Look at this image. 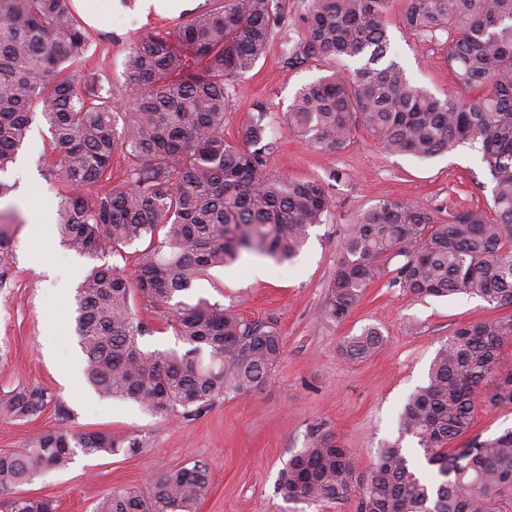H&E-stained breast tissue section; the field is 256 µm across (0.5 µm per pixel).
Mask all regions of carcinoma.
<instances>
[{"label":"carcinoma","instance_id":"1","mask_svg":"<svg viewBox=\"0 0 512 512\" xmlns=\"http://www.w3.org/2000/svg\"><path fill=\"white\" fill-rule=\"evenodd\" d=\"M213 2L172 37L148 34L132 44L125 85L131 107L119 125L112 95L81 74L88 42L73 0H0V173L27 143L38 112L51 134L48 174L63 185L55 219L63 243L88 257L146 243L132 282L113 266L89 270L77 288L75 331L87 384L155 415L181 408L192 417L269 380L284 353L276 329L219 303L177 297L244 252L291 260L331 210L320 182L266 170L273 142L264 109L244 144L224 139L228 86L264 57L282 17L278 0ZM386 8L387 0H309L305 37L289 59L331 67L298 91L288 130L330 153L345 149L360 126L386 151L422 159L478 143L492 205L444 220L427 206L385 200L357 214L339 241L321 317L343 322L364 288L387 275L391 287L416 298L470 295L512 307V0H406L400 15L417 36H446L454 83L480 91L475 101L411 82L390 54ZM117 151L130 163L114 186ZM136 294L167 311L165 323L188 346L184 353L144 347L154 329L137 318ZM509 341L511 316L461 325L405 403L401 433L380 450L365 482L350 454L316 424L281 470L279 492L313 502L353 500L356 512H509L512 430L458 443L473 427L483 387H491V405H512V364L502 355ZM383 344L368 327L346 337L340 351L361 360ZM47 401L39 387H17L0 409L24 420ZM406 436L436 467L433 480L412 468ZM139 449L124 434L67 423L47 429L23 451L0 452V512H55L54 500L21 487L80 453ZM209 484L206 464L195 461L143 490L110 491L94 512H197Z\"/></svg>","mask_w":512,"mask_h":512}]
</instances>
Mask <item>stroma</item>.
Returning <instances> with one entry per match:
<instances>
[{"label":"stroma","instance_id":"obj_1","mask_svg":"<svg viewBox=\"0 0 512 512\" xmlns=\"http://www.w3.org/2000/svg\"><path fill=\"white\" fill-rule=\"evenodd\" d=\"M284 23L256 67L229 86L232 108L224 121L227 141H241L258 108L276 128L266 157L272 174L320 181L332 207L310 230L289 263L243 254L230 267L211 269L194 281L185 302L220 303L251 320L276 328L285 347L271 380L249 395L220 398L196 416L150 415L138 406L99 397L84 380V355L75 333V294L94 265H116L135 277L134 247L95 258L62 246L54 216L61 186L46 173L44 151L50 133L35 118L27 145L1 178L13 191L0 198V212L12 215L5 230L13 250L0 256V396L19 385L45 389L46 408L29 420L0 413V451H19L62 419L81 430L131 435L139 452L117 456L77 455L68 468L23 486L30 496L52 498L56 512H91L111 490L143 487L148 476L207 463L210 490L198 512H355L354 504L286 500L278 493L279 472L303 448L311 426L320 423L367 476L386 441L397 438L398 418L408 396L426 378L437 350L462 323L507 316L478 297L417 299L389 287L368 285L347 319L324 322L321 311L338 259L345 224L359 212L391 199L448 213L487 208L492 183L478 148L467 144L429 160L391 154L365 129L338 153L315 151L288 132L286 112L298 89L324 75L325 61L288 67L285 51L302 38L307 0H278ZM212 0H183L179 9L146 10L142 0H75L89 49L83 72L124 100L129 47L149 33H168ZM404 0H390L384 17L391 50L411 81L436 94L453 90L448 46L402 28ZM374 326L384 346L363 360L342 356L344 337Z\"/></svg>","mask_w":512,"mask_h":512}]
</instances>
